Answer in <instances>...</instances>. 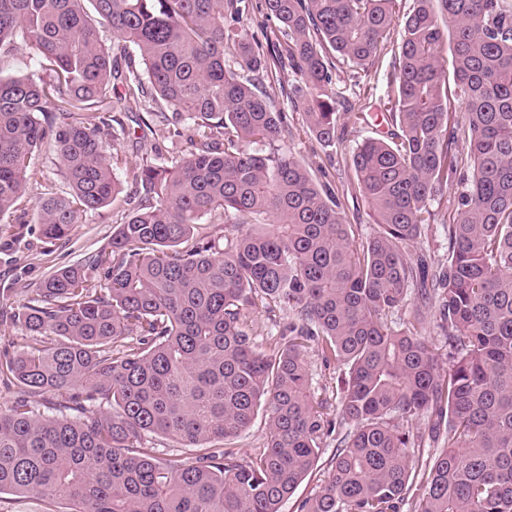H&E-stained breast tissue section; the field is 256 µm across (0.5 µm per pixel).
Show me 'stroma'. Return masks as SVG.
<instances>
[{
  "mask_svg": "<svg viewBox=\"0 0 512 512\" xmlns=\"http://www.w3.org/2000/svg\"><path fill=\"white\" fill-rule=\"evenodd\" d=\"M391 64L381 59L364 71L360 82H350L346 75H338L336 90L343 99L361 106L368 112L370 122L349 127L335 148L326 149L306 128L302 106L291 103L288 93L291 78L287 69L273 67L265 80V87L276 108L286 112L293 133L290 147L321 181L327 182L339 197L347 223L354 230V242H361L373 234L375 226L369 206L362 196L351 155L356 145L370 136L385 134L387 124L381 118L386 114L388 82ZM143 112L137 108L114 110L112 117L113 170L123 185H130L132 170L143 161L161 162L150 132L138 125ZM457 186H450L436 198L432 208L436 213L433 223L427 224L422 236L412 248L413 255L426 256L430 265L444 263L448 256L447 226L454 212ZM26 216L11 214L0 219V311L16 308L20 298L11 291L13 283L21 282L36 288L58 267L84 262L111 239L120 217L111 208H103L89 216L86 223L75 225L68 238L46 240L34 222L33 202H26ZM312 378V392L327 412H336L339 397L336 386L344 378V366L324 365L317 351L306 354Z\"/></svg>",
  "mask_w": 512,
  "mask_h": 512,
  "instance_id": "1",
  "label": "stroma"
}]
</instances>
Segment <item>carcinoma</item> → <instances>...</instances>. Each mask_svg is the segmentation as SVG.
<instances>
[{
    "mask_svg": "<svg viewBox=\"0 0 512 512\" xmlns=\"http://www.w3.org/2000/svg\"><path fill=\"white\" fill-rule=\"evenodd\" d=\"M249 7L0 0V59L23 43L45 69L0 74V220L27 195L45 143L66 185L36 203L45 238L122 201L107 142L117 82L118 101L148 104L151 133L182 137L155 105L194 133L190 150L137 168L138 208L108 244L50 273L13 314L24 345L0 354V385L22 397L0 413V495L69 512H282L332 438L329 478L297 512H512V0H413L397 39L398 0H264L283 55L243 30ZM105 29L141 67L116 68ZM331 52L353 72L391 55L397 131L352 155L375 224L355 248L264 87L271 62H288L292 102L319 143L336 146L363 113L338 109ZM465 167L447 262L432 271L409 251ZM205 215L271 227L194 240ZM428 277L443 368L418 316L388 322ZM257 298L293 312L267 353L250 338ZM311 346L346 367L334 417L311 395ZM48 395L55 415L35 401ZM261 409L267 441L243 464L227 445ZM424 414L430 431H413ZM151 435L197 449L195 460L158 458Z\"/></svg>",
    "mask_w": 512,
    "mask_h": 512,
    "instance_id": "cac0c4a2",
    "label": "carcinoma"
}]
</instances>
